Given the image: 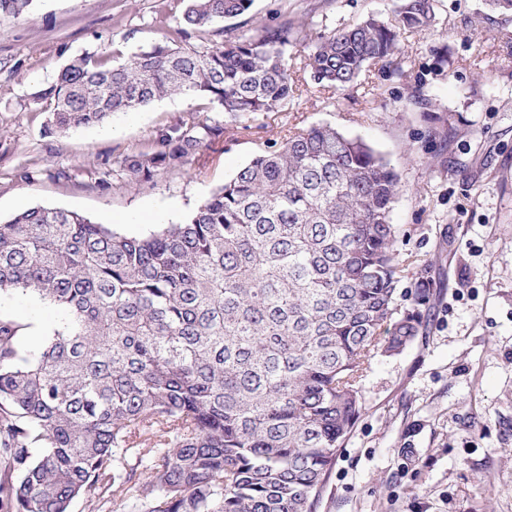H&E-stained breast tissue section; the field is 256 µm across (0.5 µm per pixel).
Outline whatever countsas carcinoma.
<instances>
[{
  "label": "carcinoma",
  "mask_w": 512,
  "mask_h": 512,
  "mask_svg": "<svg viewBox=\"0 0 512 512\" xmlns=\"http://www.w3.org/2000/svg\"><path fill=\"white\" fill-rule=\"evenodd\" d=\"M33 0H0L21 16ZM172 42L123 45L66 65L37 98L47 135L103 124L182 94L232 118L391 67L398 30L428 26L433 0L377 16L288 54L302 29L275 27L192 43L253 0H182ZM126 59L120 63L114 59ZM180 122L161 148L119 161L134 182L179 171L224 137ZM397 175L359 137L328 123L288 130L179 224L127 236L61 208L0 223V293L55 305L35 350L31 327L0 316V512H71L81 496L113 512H315L357 419L371 357L418 328L396 317L416 259L395 249Z\"/></svg>",
  "instance_id": "obj_1"
}]
</instances>
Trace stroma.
<instances>
[{
  "label": "stroma",
  "mask_w": 512,
  "mask_h": 512,
  "mask_svg": "<svg viewBox=\"0 0 512 512\" xmlns=\"http://www.w3.org/2000/svg\"><path fill=\"white\" fill-rule=\"evenodd\" d=\"M435 19L402 31L397 70L376 64L357 84L312 89L273 112L227 122L223 139L181 171L137 184L124 155L157 147L196 117L226 122L207 101L172 95L116 113L112 134L85 127L47 136L38 92L72 59L166 42L180 0H34L0 15V221L62 208L128 235L175 224L288 129L329 123L391 164L399 193L396 248L416 256L398 313L418 324L402 351L376 354L359 385L361 413L336 453L316 512H512V18L485 0H435ZM395 0H254L232 19L250 33L289 17L307 51L327 29ZM106 187H99L100 178ZM0 315L48 333L59 312L37 297H0Z\"/></svg>",
  "instance_id": "obj_1"
}]
</instances>
